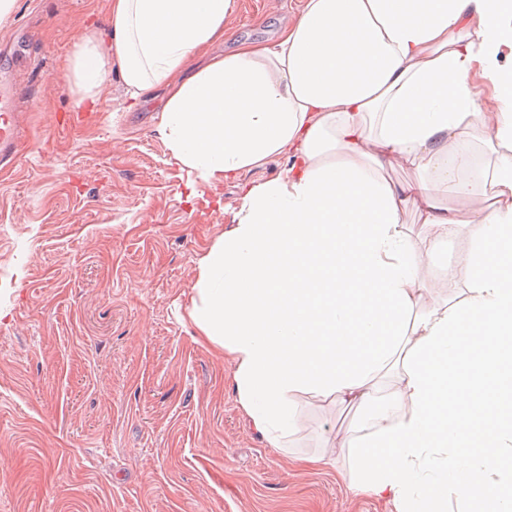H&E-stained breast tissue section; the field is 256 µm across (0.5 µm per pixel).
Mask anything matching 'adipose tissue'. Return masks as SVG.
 I'll return each mask as SVG.
<instances>
[{
	"label": "adipose tissue",
	"instance_id": "adipose-tissue-1",
	"mask_svg": "<svg viewBox=\"0 0 512 512\" xmlns=\"http://www.w3.org/2000/svg\"><path fill=\"white\" fill-rule=\"evenodd\" d=\"M233 8L108 0L71 62L83 102L115 69L132 101L164 91L158 132L206 182L287 159L242 186L200 260L198 337L231 359L270 447L316 394L361 411L337 450L354 490L397 512H512V0H304L273 42L188 72ZM396 167L417 176L393 182ZM464 228L466 291L438 299L417 246Z\"/></svg>",
	"mask_w": 512,
	"mask_h": 512
}]
</instances>
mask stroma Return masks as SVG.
Instances as JSON below:
<instances>
[{
  "instance_id": "35a3bbf8",
  "label": "stroma",
  "mask_w": 512,
  "mask_h": 512,
  "mask_svg": "<svg viewBox=\"0 0 512 512\" xmlns=\"http://www.w3.org/2000/svg\"><path fill=\"white\" fill-rule=\"evenodd\" d=\"M301 0H235L220 55L269 41ZM107 0H16L0 78L35 89L19 156L0 176V512H396L350 489L347 410L302 401L272 448L236 400L232 362L193 340L201 257L231 224L239 181L195 179L156 130L161 97L130 104L112 75L78 104L80 35Z\"/></svg>"
}]
</instances>
